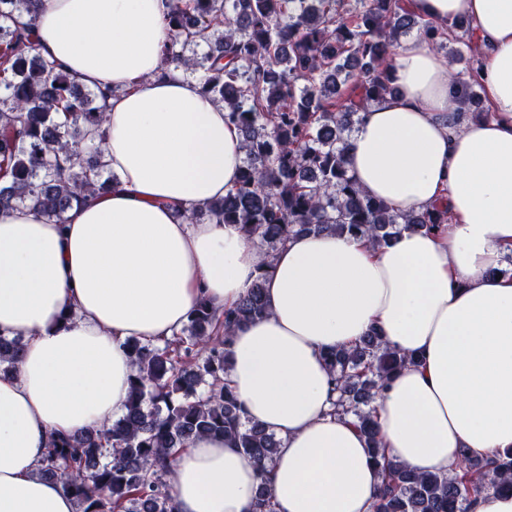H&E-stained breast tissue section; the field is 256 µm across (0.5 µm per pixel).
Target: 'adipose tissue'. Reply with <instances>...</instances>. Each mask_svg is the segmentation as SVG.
I'll return each instance as SVG.
<instances>
[{
  "mask_svg": "<svg viewBox=\"0 0 512 512\" xmlns=\"http://www.w3.org/2000/svg\"><path fill=\"white\" fill-rule=\"evenodd\" d=\"M420 19L469 21L490 110L471 116L452 70L425 42L392 57L393 94L363 114L349 174L396 210L448 205L434 234L389 244L301 234L267 256L238 225L190 222L221 200L245 157L238 128L180 70L162 69V0H42L37 47L80 84L115 88L103 162L115 179L61 224L0 213V334L25 345L0 374V512H76L38 471L51 436L126 411V343L160 344L201 299L224 309L265 278L269 313L235 330L225 376L246 419L281 441L268 470L219 436L189 442L168 479L178 512H371L381 484L337 394L325 352L370 332L412 353L376 401L395 463L454 473L461 451L512 449V0H410Z\"/></svg>",
  "mask_w": 512,
  "mask_h": 512,
  "instance_id": "adipose-tissue-1",
  "label": "adipose tissue"
}]
</instances>
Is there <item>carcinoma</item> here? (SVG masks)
Returning a JSON list of instances; mask_svg holds the SVG:
<instances>
[{"label": "carcinoma", "mask_w": 512, "mask_h": 512, "mask_svg": "<svg viewBox=\"0 0 512 512\" xmlns=\"http://www.w3.org/2000/svg\"><path fill=\"white\" fill-rule=\"evenodd\" d=\"M39 2L0 0V212L30 205L57 223L115 179L102 162L114 90L78 84L39 52ZM344 2L165 0L163 64L224 105L245 149L236 185L224 199L186 210V219L237 224L269 255L292 235L328 231L384 245L406 228L429 232L448 222L444 207L399 213L363 194L347 154L359 113L394 91L388 68L400 39L414 30L441 48L462 28L455 39L467 45L469 27L419 20L402 0H355L349 22ZM264 282L262 273L222 312L201 301L161 345L128 343L134 373L125 415L100 430L52 437L41 462L77 512H176L168 461L204 435L233 439L262 466L273 461L281 441L242 416L224 382L233 332L268 312ZM23 346L21 336L0 335L4 371L16 367ZM324 360L338 393L334 412L353 418L382 471L372 512H470L483 492L512 491V451L486 459L464 451L453 475L388 459L374 404L413 355L373 331Z\"/></svg>", "instance_id": "carcinoma-1"}]
</instances>
